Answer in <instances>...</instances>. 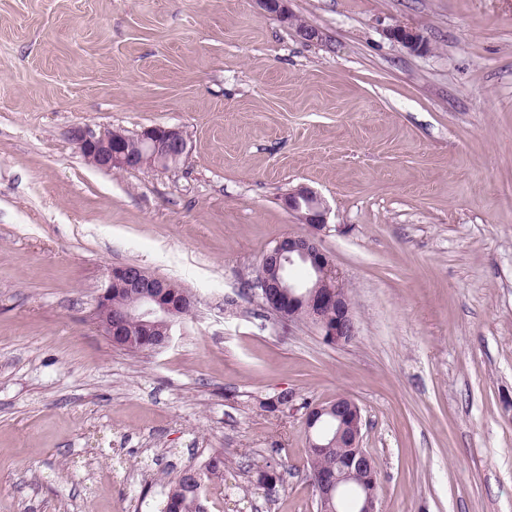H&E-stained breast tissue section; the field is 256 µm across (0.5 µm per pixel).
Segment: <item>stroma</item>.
Wrapping results in <instances>:
<instances>
[{"label":"stroma","instance_id":"stroma-1","mask_svg":"<svg viewBox=\"0 0 512 512\" xmlns=\"http://www.w3.org/2000/svg\"><path fill=\"white\" fill-rule=\"evenodd\" d=\"M288 6L318 40L253 0H0V512H157L217 453L209 512H317L302 412L261 406L285 388L358 404L379 512H512V0ZM158 125L167 169L73 141ZM301 186L344 346L247 290ZM123 264L195 295L168 347L98 327ZM389 36L392 40L411 51L426 49L423 36L412 27L398 25L390 29ZM129 137L121 130L97 134L92 130L79 129L73 140L82 155L94 162L96 168L112 171L136 168L144 165H160L171 156L182 157L188 151V142L180 128L155 126L144 129L137 137L142 148L139 155L125 149ZM138 139L129 138L130 152L139 149ZM284 202L289 210L298 213L303 224L312 229L320 230L326 223V207L312 190L301 187L288 193Z\"/></svg>","mask_w":512,"mask_h":512}]
</instances>
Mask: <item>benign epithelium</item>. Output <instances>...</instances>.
Returning <instances> with one entry per match:
<instances>
[{
    "mask_svg": "<svg viewBox=\"0 0 512 512\" xmlns=\"http://www.w3.org/2000/svg\"><path fill=\"white\" fill-rule=\"evenodd\" d=\"M259 13L274 14L284 23H290L293 15L288 0H255ZM395 42L411 51L426 49L423 36L414 28L398 25L389 31ZM128 136L121 130L96 133L79 129L73 140L82 155L94 162L95 167L112 171L136 168L144 165H160L171 156L183 157L188 151L184 132L176 127L155 126L144 129L138 136L141 153L132 155L125 149ZM288 209L298 213L302 223L314 230L326 223V207L310 189L301 187L284 199ZM302 262L308 265L316 278L304 285L288 281L290 266ZM275 266L279 277L275 281L263 276L253 283L259 289L265 307L284 321L306 320L320 329L323 336L336 340V344L352 342L358 333L351 301L339 282L329 256L321 249L311 233H294L282 237L263 257L262 266ZM123 288L139 298L133 309L112 313V289ZM168 285L142 267L125 264L111 269L107 282L96 300L97 320L111 341L125 336L124 326L131 317L141 319L149 336L155 335L154 320L168 319V329L159 336L162 347L170 345L174 327L191 313V306L184 300L168 293ZM328 414L336 418V436L346 435L347 447L352 454L336 469L334 474H324L313 481L320 512L323 507L339 496L340 486L353 481L365 489L356 506V512H378V496L375 490L377 470L372 457L360 445L361 411L347 396H338L328 403L311 405L304 416L309 442L320 447L314 437V429L321 417Z\"/></svg>",
    "mask_w": 512,
    "mask_h": 512,
    "instance_id": "obj_1",
    "label": "benign epithelium"
}]
</instances>
